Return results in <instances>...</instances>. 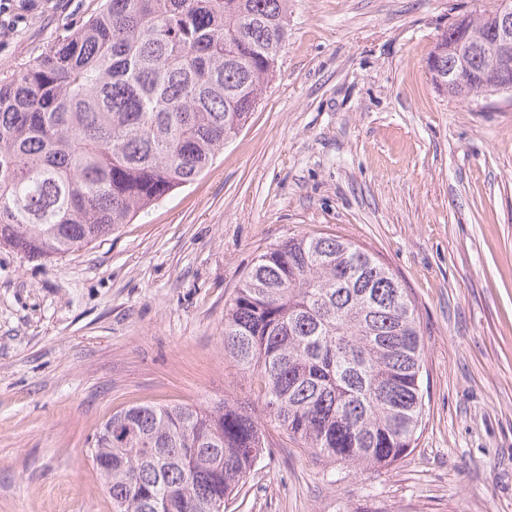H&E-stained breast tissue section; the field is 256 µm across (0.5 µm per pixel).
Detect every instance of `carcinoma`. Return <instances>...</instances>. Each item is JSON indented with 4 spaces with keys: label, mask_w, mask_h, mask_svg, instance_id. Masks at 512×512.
Wrapping results in <instances>:
<instances>
[{
    "label": "carcinoma",
    "mask_w": 512,
    "mask_h": 512,
    "mask_svg": "<svg viewBox=\"0 0 512 512\" xmlns=\"http://www.w3.org/2000/svg\"><path fill=\"white\" fill-rule=\"evenodd\" d=\"M494 11L471 19L480 40ZM288 39V0H104L0 77V247L62 257L191 183L254 111ZM448 36L428 59L448 85ZM475 58L458 94H493ZM417 309L396 275L336 235L260 254L224 313V355L256 402L135 405L91 457L112 512H224L267 450L260 418L322 459L391 465L422 422Z\"/></svg>",
    "instance_id": "1"
}]
</instances>
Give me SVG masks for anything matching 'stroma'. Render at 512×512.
Returning a JSON list of instances; mask_svg holds the SVG:
<instances>
[{"label": "stroma", "mask_w": 512, "mask_h": 512, "mask_svg": "<svg viewBox=\"0 0 512 512\" xmlns=\"http://www.w3.org/2000/svg\"><path fill=\"white\" fill-rule=\"evenodd\" d=\"M99 0H10L0 76ZM497 0H288V41L213 164L145 217L51 260L0 248V512H112L90 448L113 412L250 397L224 311L256 257L333 233L417 306L425 406L388 467L274 426L226 512H512V101L437 90L426 60Z\"/></svg>", "instance_id": "stroma-1"}]
</instances>
